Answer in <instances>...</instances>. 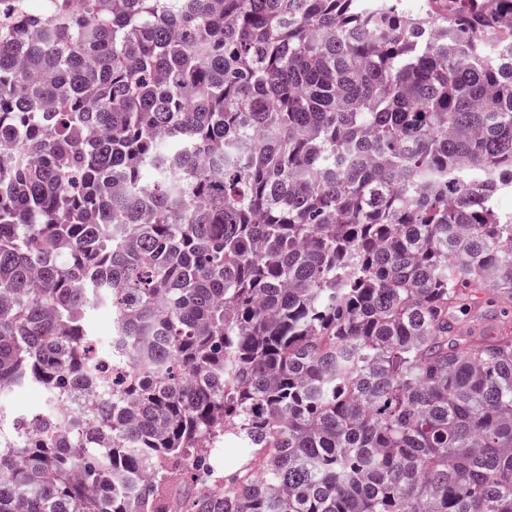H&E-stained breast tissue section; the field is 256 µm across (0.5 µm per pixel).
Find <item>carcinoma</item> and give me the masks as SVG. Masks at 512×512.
Instances as JSON below:
<instances>
[{
	"instance_id": "carcinoma-1",
	"label": "carcinoma",
	"mask_w": 512,
	"mask_h": 512,
	"mask_svg": "<svg viewBox=\"0 0 512 512\" xmlns=\"http://www.w3.org/2000/svg\"><path fill=\"white\" fill-rule=\"evenodd\" d=\"M73 2L0 0V387L112 389L0 512H512V0ZM88 327L93 336L95 349L98 354L107 353L104 347H108L107 341L112 336V308L100 306L90 311L87 319Z\"/></svg>"
}]
</instances>
